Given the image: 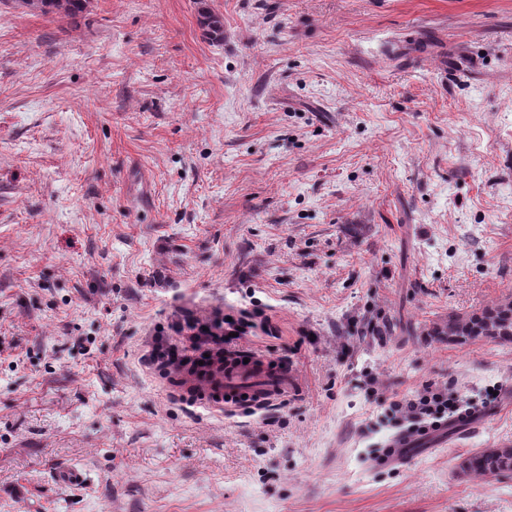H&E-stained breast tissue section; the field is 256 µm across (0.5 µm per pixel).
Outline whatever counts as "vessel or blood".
<instances>
[{"label":"vessel or blood","instance_id":"obj_1","mask_svg":"<svg viewBox=\"0 0 512 512\" xmlns=\"http://www.w3.org/2000/svg\"><path fill=\"white\" fill-rule=\"evenodd\" d=\"M178 374L190 391L206 396L217 390L225 403L234 405L247 398L260 402L279 398L287 394L292 382L287 368L249 350L226 351L223 362L214 365L207 373H193L182 367ZM416 444L415 437L396 436L381 455L375 456L373 464L382 467L405 463Z\"/></svg>","mask_w":512,"mask_h":512}]
</instances>
